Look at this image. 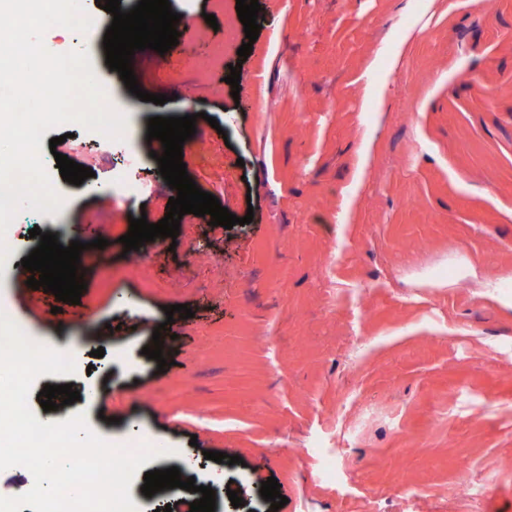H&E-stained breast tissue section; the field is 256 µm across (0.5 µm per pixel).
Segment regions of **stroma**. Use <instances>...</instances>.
Masks as SVG:
<instances>
[{"label":"stroma","instance_id":"1","mask_svg":"<svg viewBox=\"0 0 512 512\" xmlns=\"http://www.w3.org/2000/svg\"><path fill=\"white\" fill-rule=\"evenodd\" d=\"M101 2H84L88 34L54 26L44 43L89 53L136 146L73 124L47 131L94 150V175L64 181L42 145L65 205L37 225L13 221L0 272V308L29 337L82 343L75 375L35 381L36 417L45 385H73L98 434L168 449L165 467L212 488L215 512H271L260 494L270 477L288 499L278 512H512V314L453 280L469 260L512 282V0H258L263 23L244 61V30L204 20L235 15L236 0H170L196 22L181 41L224 44L225 56L206 69L172 48L134 66L162 105L107 65L113 16ZM370 80L390 82L385 109L370 110ZM192 111L189 176L252 221L227 229L188 215L177 238L126 258L131 219L155 224L169 210L148 120ZM35 226L65 247L107 239L82 269L79 304L28 288L20 261L39 244ZM175 304L192 317L168 321ZM157 329L162 369L142 353Z\"/></svg>","mask_w":512,"mask_h":512}]
</instances>
